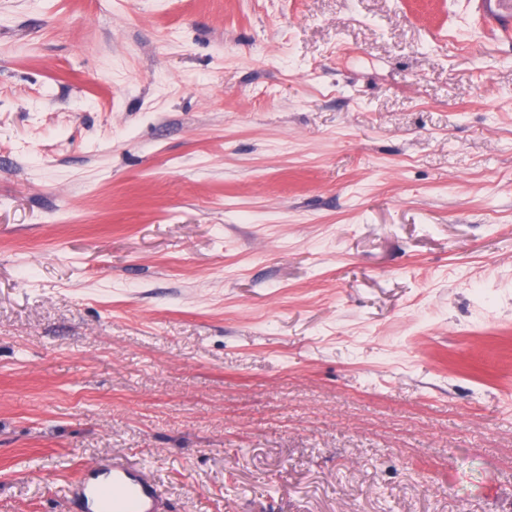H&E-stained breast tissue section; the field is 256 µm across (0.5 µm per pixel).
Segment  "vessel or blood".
Returning a JSON list of instances; mask_svg holds the SVG:
<instances>
[{"label":"vessel or blood","mask_w":512,"mask_h":512,"mask_svg":"<svg viewBox=\"0 0 512 512\" xmlns=\"http://www.w3.org/2000/svg\"><path fill=\"white\" fill-rule=\"evenodd\" d=\"M81 512H159V494L148 476L120 465L94 471L78 492Z\"/></svg>","instance_id":"b4317fda"}]
</instances>
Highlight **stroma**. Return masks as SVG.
<instances>
[{"label":"stroma","mask_w":512,"mask_h":512,"mask_svg":"<svg viewBox=\"0 0 512 512\" xmlns=\"http://www.w3.org/2000/svg\"><path fill=\"white\" fill-rule=\"evenodd\" d=\"M512 512V24L480 0H0V512ZM78 497L81 512H160V496L148 476L115 464L84 478Z\"/></svg>","instance_id":"obj_1"}]
</instances>
